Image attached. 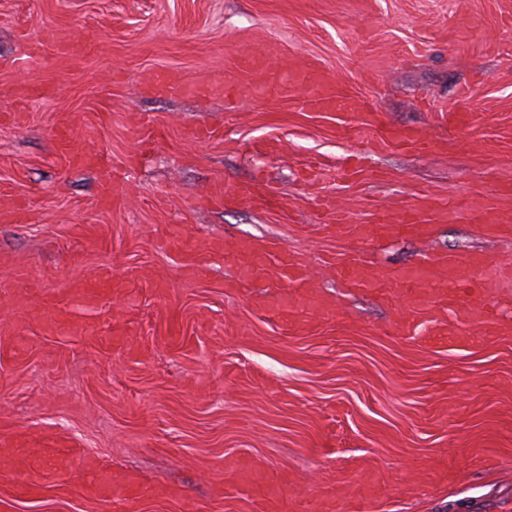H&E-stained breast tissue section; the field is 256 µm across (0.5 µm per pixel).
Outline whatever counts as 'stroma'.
<instances>
[{"instance_id": "obj_1", "label": "stroma", "mask_w": 512, "mask_h": 512, "mask_svg": "<svg viewBox=\"0 0 512 512\" xmlns=\"http://www.w3.org/2000/svg\"><path fill=\"white\" fill-rule=\"evenodd\" d=\"M324 83L347 109L302 105ZM505 183L512 0H0V512L512 507V335L424 341L397 292L432 253L512 266ZM421 202L426 236L364 235ZM240 240L309 285L241 276ZM336 277L349 288H382V282L367 267L349 262H336Z\"/></svg>"}]
</instances>
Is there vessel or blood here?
<instances>
[{"label":"vessel or blood","mask_w":512,"mask_h":512,"mask_svg":"<svg viewBox=\"0 0 512 512\" xmlns=\"http://www.w3.org/2000/svg\"><path fill=\"white\" fill-rule=\"evenodd\" d=\"M426 233L427 220L420 208L407 207L385 216L370 226L375 235L394 231ZM237 257L244 276L262 277L268 260H275L283 278L290 287H306L308 275L304 262L276 248L260 249L251 243L238 246ZM336 277L350 288L376 289L381 285L377 276L360 264L340 262ZM498 279L497 273L488 270L484 258L479 256H439L416 272L400 276L399 285L412 289L414 312L423 322H429L432 333L443 336L449 324L467 325L473 322L483 327L484 334L500 336L512 332V313L504 312L491 303L489 290Z\"/></svg>","instance_id":"vessel-or-blood-1"}]
</instances>
